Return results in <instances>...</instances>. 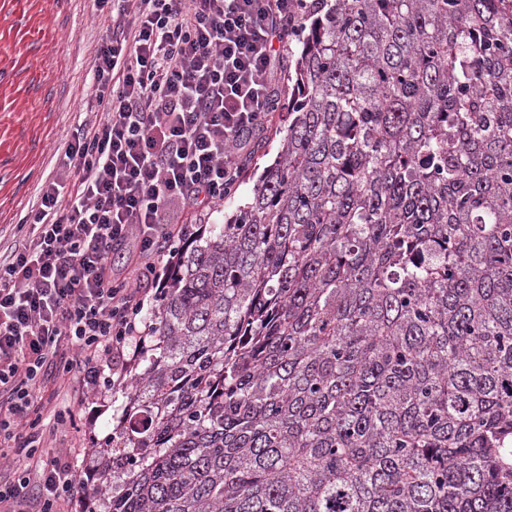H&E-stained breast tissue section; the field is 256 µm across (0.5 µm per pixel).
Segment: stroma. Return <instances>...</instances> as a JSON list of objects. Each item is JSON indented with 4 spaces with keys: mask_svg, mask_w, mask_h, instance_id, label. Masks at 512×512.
I'll list each match as a JSON object with an SVG mask.
<instances>
[{
    "mask_svg": "<svg viewBox=\"0 0 512 512\" xmlns=\"http://www.w3.org/2000/svg\"><path fill=\"white\" fill-rule=\"evenodd\" d=\"M105 36L89 0H0V251L27 235L19 224L84 118L90 64ZM287 127V111L273 112L242 160L235 194L217 206L211 223H223L248 201ZM94 407L92 424L62 429L47 442V452L68 453L79 476L92 439L112 431L111 389Z\"/></svg>",
    "mask_w": 512,
    "mask_h": 512,
    "instance_id": "35a3bbf8",
    "label": "stroma"
}]
</instances>
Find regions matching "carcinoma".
<instances>
[{
	"mask_svg": "<svg viewBox=\"0 0 512 512\" xmlns=\"http://www.w3.org/2000/svg\"><path fill=\"white\" fill-rule=\"evenodd\" d=\"M252 196L176 246L103 512H512V0H315Z\"/></svg>",
	"mask_w": 512,
	"mask_h": 512,
	"instance_id": "carcinoma-1",
	"label": "carcinoma"
}]
</instances>
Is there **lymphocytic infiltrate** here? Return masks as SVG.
<instances>
[{"mask_svg":"<svg viewBox=\"0 0 512 512\" xmlns=\"http://www.w3.org/2000/svg\"><path fill=\"white\" fill-rule=\"evenodd\" d=\"M108 32L89 70L103 117L85 120L40 186L31 234L0 254V512L75 507L65 453L37 457L42 385L67 375L78 406L124 376L146 292L112 266L120 252L163 288L165 255L235 190L242 151L278 100L284 44L308 0H92Z\"/></svg>","mask_w":512,"mask_h":512,"instance_id":"lymphocytic-infiltrate-1","label":"lymphocytic infiltrate"}]
</instances>
